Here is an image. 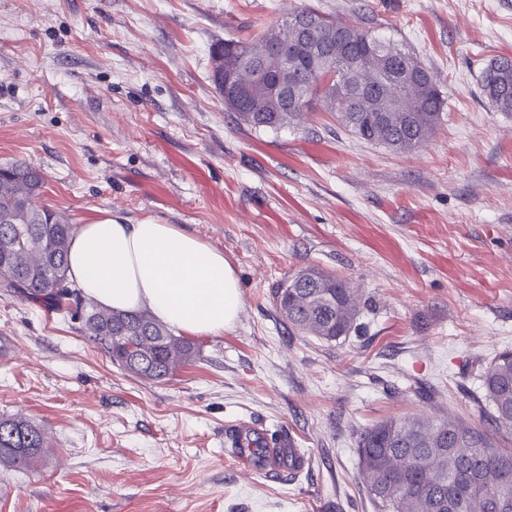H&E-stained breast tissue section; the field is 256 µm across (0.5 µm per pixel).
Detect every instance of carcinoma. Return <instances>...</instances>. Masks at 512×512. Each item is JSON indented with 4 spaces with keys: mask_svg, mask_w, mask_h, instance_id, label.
I'll list each match as a JSON object with an SVG mask.
<instances>
[{
    "mask_svg": "<svg viewBox=\"0 0 512 512\" xmlns=\"http://www.w3.org/2000/svg\"><path fill=\"white\" fill-rule=\"evenodd\" d=\"M308 34L285 18L251 39H218L210 57L248 72L249 102L225 111L254 131L297 126L320 104L354 136L394 152H413L436 131L446 101L417 56L374 31L301 6ZM293 72L295 105L283 111L267 80ZM481 94L496 112H512V58L492 59L480 77ZM44 186L40 170L0 165V291L47 313L78 322L84 338L112 363L138 378L168 380L202 360L201 346L151 312H120L87 297L67 277L74 225L65 213L29 209ZM273 305L298 336L336 341L357 326L364 302L339 275L304 269L272 294ZM489 427L455 417L389 418L358 436L359 467L380 512H512V350L499 352L483 375ZM49 447L43 430L21 417H0V467L29 469Z\"/></svg>",
    "mask_w": 512,
    "mask_h": 512,
    "instance_id": "obj_1",
    "label": "carcinoma"
}]
</instances>
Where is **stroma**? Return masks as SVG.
I'll list each match as a JSON object with an SVG mask.
<instances>
[{"mask_svg": "<svg viewBox=\"0 0 512 512\" xmlns=\"http://www.w3.org/2000/svg\"><path fill=\"white\" fill-rule=\"evenodd\" d=\"M360 23L433 73L445 117L419 150L364 142L315 108L298 129L237 125L211 44L298 5ZM512 57V0H0V164L41 204L178 224L223 251L243 307L203 358L153 383L74 323L0 294V416L50 451L0 469V512H378L362 429L398 417L482 424L485 367L512 349V112L480 93ZM338 274L366 305L335 342L296 336L271 294ZM293 440L301 472L246 470L230 435Z\"/></svg>", "mask_w": 512, "mask_h": 512, "instance_id": "obj_1", "label": "stroma"}]
</instances>
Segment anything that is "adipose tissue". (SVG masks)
Listing matches in <instances>:
<instances>
[{
	"label": "adipose tissue",
	"mask_w": 512,
	"mask_h": 512,
	"mask_svg": "<svg viewBox=\"0 0 512 512\" xmlns=\"http://www.w3.org/2000/svg\"><path fill=\"white\" fill-rule=\"evenodd\" d=\"M67 274L105 307L146 309L192 336L222 334L243 306L223 252L177 225L133 224L107 211L75 229Z\"/></svg>",
	"instance_id": "1"
}]
</instances>
